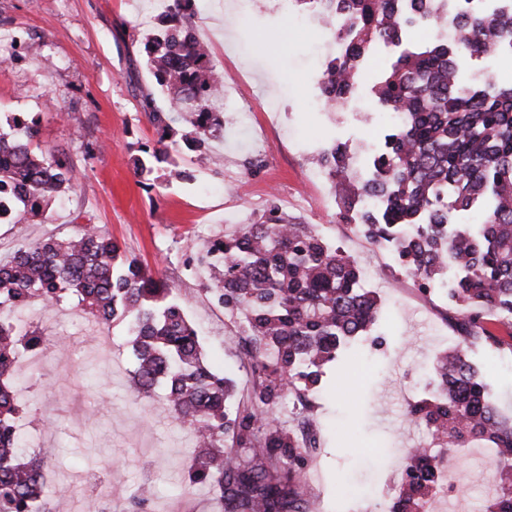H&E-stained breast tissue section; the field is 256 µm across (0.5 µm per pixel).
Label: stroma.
<instances>
[{"label":"stroma","mask_w":512,"mask_h":512,"mask_svg":"<svg viewBox=\"0 0 512 512\" xmlns=\"http://www.w3.org/2000/svg\"><path fill=\"white\" fill-rule=\"evenodd\" d=\"M231 2L193 3V27L212 46L233 100L223 132L209 142L210 160L198 163L173 137L170 156L188 179L173 180L162 166L144 183L132 158L140 146L154 145L156 133L141 96L152 94L162 108L168 103L142 44L161 12L159 0H0V34L41 46L0 63V126L10 115L31 113L40 145L65 154L79 174L43 214L0 224V258L50 236L75 235L85 224L99 226L187 301L208 364L232 380L239 397L251 375L229 342L238 318L213 298L200 252L236 225L257 221L273 202L292 221L325 226L360 266L376 268L368 286L379 297L382 322L355 340L349 366L326 368L313 394L305 422L319 448L304 489L314 512H388L402 467L426 437L410 421L408 402L423 397L424 369L435 354L464 343L420 308L396 264H382L357 234L336 232L338 199L329 177L317 175L318 155L335 139H371L381 124H350L341 104L315 108L324 29L254 0L244 22L228 30ZM274 112L271 146L256 158L251 130L269 125ZM13 317L47 338L42 367L14 379L20 436L46 432L41 471L74 491L71 512H82L77 477L89 471L102 473L99 502L110 512H217L209 488L187 481L191 432L161 399L137 402L128 390L133 358L124 324L111 327L109 353L90 344L101 328L75 301L34 304ZM471 359L492 400L512 414V350ZM449 462L464 493L453 509L438 499L434 512H482L494 462L472 451Z\"/></svg>","instance_id":"stroma-1"}]
</instances>
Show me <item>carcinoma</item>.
Masks as SVG:
<instances>
[{
	"instance_id": "1",
	"label": "carcinoma",
	"mask_w": 512,
	"mask_h": 512,
	"mask_svg": "<svg viewBox=\"0 0 512 512\" xmlns=\"http://www.w3.org/2000/svg\"><path fill=\"white\" fill-rule=\"evenodd\" d=\"M296 2L329 22H348L345 49L319 80L329 104L346 99L375 45L392 48L372 92L385 111L403 118L379 130L372 178L356 186L340 219L373 244H392L397 266L424 287L442 288L452 271L448 304L460 312L470 344L502 349L486 324L491 316L512 320V86L463 84L454 71L462 61L512 51V0L491 15L485 0H454L448 7L455 35L410 46L403 44L408 29L434 15L430 0ZM191 4L170 0L145 37L146 63L169 107L145 101L157 140L133 158L139 176L168 161L173 124L186 125L181 139L200 158L223 127L216 102L224 77L191 33ZM9 126L26 136L0 130V182H11L24 198L22 213L37 216L77 173L33 142L34 125L24 116H13ZM349 152L335 141L319 157L343 189L352 183ZM199 261L210 270L217 301L239 316L235 345L252 369L251 388L231 409V381L206 364L173 289L137 258L122 256L118 241L96 225L0 260V512H59L67 497L64 491L49 500L39 466L20 452L10 380L18 355L43 348L45 339L9 313L34 302L52 307L70 294L93 319L126 322L131 394L150 400L165 386L166 411L195 435L189 484L208 487L221 512H311L301 485L316 445L279 424L274 412L285 393L314 390L323 368L381 320L378 296L363 284L355 258L315 225L288 221L274 203L257 222L213 241ZM433 372L434 395L409 410L427 430L425 447L414 452L411 482L402 484L390 512H428L443 451L472 446L497 452L496 493L483 512H512V421L500 414L465 351L441 356Z\"/></svg>"
}]
</instances>
